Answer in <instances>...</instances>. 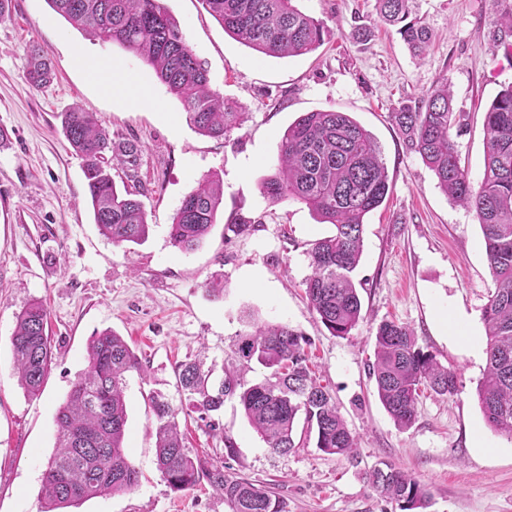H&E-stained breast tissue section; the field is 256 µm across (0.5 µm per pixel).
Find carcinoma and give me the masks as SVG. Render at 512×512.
I'll use <instances>...</instances> for the list:
<instances>
[{
  "label": "carcinoma",
  "instance_id": "carcinoma-1",
  "mask_svg": "<svg viewBox=\"0 0 512 512\" xmlns=\"http://www.w3.org/2000/svg\"><path fill=\"white\" fill-rule=\"evenodd\" d=\"M411 0H376L382 20L397 28L418 56H425L431 35L410 18ZM70 25L102 43H117L141 58L183 105L186 119L200 134L225 138L243 123L224 96L211 89L207 70L187 43L179 22L162 0H47ZM224 31L269 57L309 54L325 41L324 23L302 13L294 0H202ZM27 83L38 89L50 82L46 52L32 50L26 61ZM406 147L419 154L439 186L455 202L472 209L482 228L495 289L483 311L486 368L477 395L486 423L512 439V85L504 87L485 112L483 177L473 184L460 165L453 129L464 127L448 84L442 83L414 104L392 113ZM63 127L73 151L85 162L87 193L94 223L115 246L140 243L148 235L146 214L131 193L118 192L112 168L137 165L138 149H119L93 114L73 108ZM388 192L386 168L372 134L348 114L307 112L288 127L280 145V167L265 179L260 193L268 201L288 199L305 204L335 233L308 252L311 273L304 285L309 303L334 336H347L362 319V304L353 273L359 265L366 215ZM224 201L223 181L207 175L187 194L170 226L174 247L197 249L216 224ZM49 314L40 302L18 315L12 335L13 365L20 385L39 394L51 364L46 325ZM308 341L285 324L261 325L235 341L243 368L256 361L270 370L250 384L228 372L214 388L213 370L196 361L179 366L178 383L201 419L236 400L250 426L274 453L295 447L298 416L306 436L329 455L349 456L354 437L334 398L312 378L304 350ZM141 363L125 339L112 330L95 334L87 350V368L73 383L56 414L57 451L43 476L44 510L79 505L104 494L133 490L139 471L132 463L126 437L127 374ZM369 375L380 403L395 425L411 427L417 418L419 391H457L456 372L417 343L414 332L394 321L375 332ZM155 416L156 465L169 486L185 490L205 481L224 496L232 512H283L281 502L264 487L230 476L224 464L192 457L179 430V411L161 394L151 398ZM381 497L400 512L427 508L429 493L414 477L385 462L367 474Z\"/></svg>",
  "mask_w": 512,
  "mask_h": 512
}]
</instances>
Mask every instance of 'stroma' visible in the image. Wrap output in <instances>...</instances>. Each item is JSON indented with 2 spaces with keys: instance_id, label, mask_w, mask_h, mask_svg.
Instances as JSON below:
<instances>
[{
  "instance_id": "obj_1",
  "label": "stroma",
  "mask_w": 512,
  "mask_h": 512,
  "mask_svg": "<svg viewBox=\"0 0 512 512\" xmlns=\"http://www.w3.org/2000/svg\"><path fill=\"white\" fill-rule=\"evenodd\" d=\"M163 4L206 67L211 88L245 114L227 138L195 131L180 100L139 57L88 37L46 0H12L9 16L0 19V127L11 135L0 147V512H41L57 410L87 366L92 337L106 329L124 336L143 366L128 374L125 390L140 483L68 512H231L209 485L176 491L163 479L150 408L155 392L179 409L191 455L275 488L284 512H396L366 479L383 461L428 488L425 512H512V439L486 423L477 396L486 361L469 356L467 342L450 338L443 325L459 321L485 337L483 310L494 283L482 229L474 211L450 199L407 150L391 117L404 102L448 83L456 111L467 117L456 149L471 182H480L484 112L512 84V32L495 24L512 0H414L433 35L423 59L381 22L375 0H296L329 34L315 52L284 58L236 41L201 0ZM359 25L368 38L352 37ZM36 47L52 67L50 83L37 90L23 76ZM78 50L120 62L142 99L89 79L74 62ZM74 107L94 113L113 141L138 146L136 170L116 168L112 177L141 201L145 242L114 246L94 223L84 162L62 129L63 113ZM327 110L347 113L373 135L388 179L383 204L364 219L355 272L362 319L343 337L322 324L303 286L308 251L333 225L300 202L270 203L259 190L278 168L288 127L305 113ZM213 173L224 183V204L200 247L182 252L169 226L184 196ZM239 218L252 230L228 231ZM216 279L222 291L209 292ZM34 300L49 313L53 363L32 397L14 373L11 338ZM386 320L413 329L419 346L458 375L455 394L424 392L407 429L391 420L368 375L373 337ZM264 323H284L309 338V367L356 438L351 456L325 454L311 439L288 454L273 453L233 400L225 401L214 432L198 414H182L179 365L199 361L220 381L238 368V334ZM477 437L484 450L474 448Z\"/></svg>"
}]
</instances>
